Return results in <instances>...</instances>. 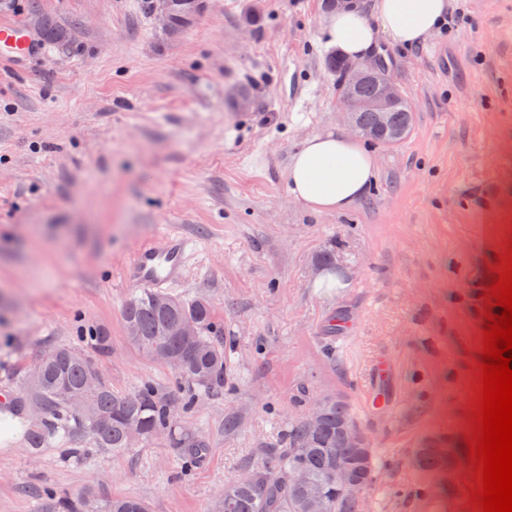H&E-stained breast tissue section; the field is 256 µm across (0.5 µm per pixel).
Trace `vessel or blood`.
<instances>
[{
  "mask_svg": "<svg viewBox=\"0 0 512 512\" xmlns=\"http://www.w3.org/2000/svg\"><path fill=\"white\" fill-rule=\"evenodd\" d=\"M38 46L21 23L0 24V59L17 63L33 56ZM194 241L181 232H166L161 245L139 247L123 272V285L134 291L165 289L181 283Z\"/></svg>",
  "mask_w": 512,
  "mask_h": 512,
  "instance_id": "b4317fda",
  "label": "vessel or blood"
}]
</instances>
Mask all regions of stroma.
I'll list each match as a JSON object with an SVG mask.
<instances>
[{"label": "stroma", "instance_id": "stroma-1", "mask_svg": "<svg viewBox=\"0 0 512 512\" xmlns=\"http://www.w3.org/2000/svg\"><path fill=\"white\" fill-rule=\"evenodd\" d=\"M447 25L411 48L380 45L413 112L400 144L373 145L375 185L349 211L291 200L288 162L305 137L347 129L319 28L322 0H204L171 33L146 0H0V23L44 45L0 60V389L45 351L82 344L113 390L152 384L190 399L174 436L72 458L0 432V512H45L43 488L119 496L150 512H218L224 487L280 447L320 398L348 401L386 460L370 512H438L388 499L413 476L422 439L472 436L488 290L512 247V0H450ZM166 230L195 250L184 299L224 327V386L207 391L138 351L122 310L133 251ZM335 248L343 286L314 282ZM177 436L206 452L184 465Z\"/></svg>", "mask_w": 512, "mask_h": 512}]
</instances>
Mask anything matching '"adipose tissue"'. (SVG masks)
Instances as JSON below:
<instances>
[{
    "instance_id": "adipose-tissue-1",
    "label": "adipose tissue",
    "mask_w": 512,
    "mask_h": 512,
    "mask_svg": "<svg viewBox=\"0 0 512 512\" xmlns=\"http://www.w3.org/2000/svg\"><path fill=\"white\" fill-rule=\"evenodd\" d=\"M450 0H373L370 10L334 12L324 18L321 42L346 59L370 56L380 41L407 47L426 41L447 20ZM378 172L375 154L339 131L306 137L288 163V194L306 210H348Z\"/></svg>"
}]
</instances>
